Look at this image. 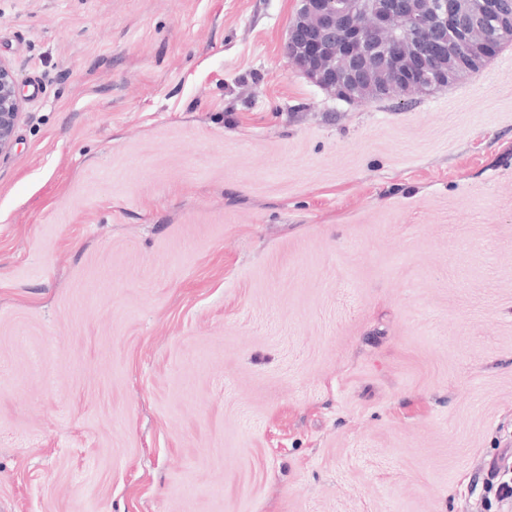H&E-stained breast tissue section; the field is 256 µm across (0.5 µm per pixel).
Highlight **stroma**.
Wrapping results in <instances>:
<instances>
[{"label":"stroma","mask_w":512,"mask_h":512,"mask_svg":"<svg viewBox=\"0 0 512 512\" xmlns=\"http://www.w3.org/2000/svg\"><path fill=\"white\" fill-rule=\"evenodd\" d=\"M298 0H0V512H512V42L290 67ZM21 106L18 77L8 64L0 61V158L13 148Z\"/></svg>","instance_id":"35a3bbf8"}]
</instances>
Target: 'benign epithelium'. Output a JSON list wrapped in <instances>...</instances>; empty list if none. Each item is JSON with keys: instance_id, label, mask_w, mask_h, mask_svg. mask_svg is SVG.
<instances>
[{"instance_id": "obj_1", "label": "benign epithelium", "mask_w": 512, "mask_h": 512, "mask_svg": "<svg viewBox=\"0 0 512 512\" xmlns=\"http://www.w3.org/2000/svg\"><path fill=\"white\" fill-rule=\"evenodd\" d=\"M401 0L399 10L411 33L407 43L393 38L396 17L389 0H300L285 54L291 67L333 94L362 98V91L402 96L444 73L448 59V19L469 12L473 27L486 24L494 0L477 8L471 0ZM341 40H336V30ZM18 77L0 61V158L14 145L21 117Z\"/></svg>"}]
</instances>
